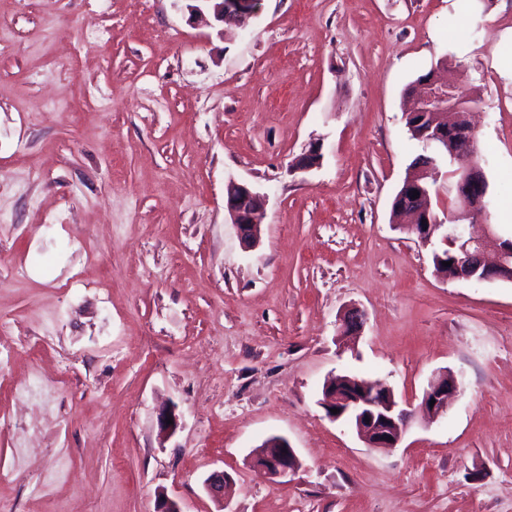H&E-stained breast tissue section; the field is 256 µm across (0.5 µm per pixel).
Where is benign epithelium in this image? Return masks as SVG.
<instances>
[{
  "instance_id": "obj_1",
  "label": "benign epithelium",
  "mask_w": 512,
  "mask_h": 512,
  "mask_svg": "<svg viewBox=\"0 0 512 512\" xmlns=\"http://www.w3.org/2000/svg\"><path fill=\"white\" fill-rule=\"evenodd\" d=\"M260 0H190L187 9L193 15L209 14L219 24L241 23L258 11ZM409 96L414 102L410 115L431 112L440 126L434 131V138L451 141L453 159L458 169L453 173V181L448 183V193L460 200L464 215L473 222L487 218L485 197L488 181L480 163L475 161V130L469 116V102L457 93L452 76L444 78L432 76L429 80L413 85ZM320 147L312 146L295 160L298 169L308 170L320 163ZM438 171L429 165H422L414 174L405 179L398 190L393 204L412 217V226L422 225L424 232L419 240L428 244L436 235L455 252L454 274L458 280L506 281L512 282V241L503 242L493 228H488L482 237H467L453 224H434L431 215V190L421 184L437 181ZM419 197L412 198L413 192ZM224 209L231 223L235 224L240 240L248 247L256 246L261 240L259 220V198L247 184L231 182L226 187ZM493 252L495 260H486V254ZM364 316L357 309L346 311L339 320V333L342 335L362 330ZM459 381L452 375L442 372L434 375L424 391L422 405L433 417L443 413L448 407V399L459 393ZM324 408L334 421L345 419L358 437L369 447L388 448L396 446L406 433L412 414L399 406L392 391L378 383L364 382L351 376H334L328 380L324 390ZM339 410L335 414L332 409ZM172 423H166V420ZM179 417L175 407H164L158 412L160 437L166 439L174 434ZM252 463L258 471L275 479L297 471L300 460L284 437L278 436L269 441L253 457ZM229 477L222 470H215L205 479L207 494L222 507L224 486ZM156 512H185L180 500L163 491L157 492Z\"/></svg>"
}]
</instances>
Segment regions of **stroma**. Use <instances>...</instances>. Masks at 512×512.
Masks as SVG:
<instances>
[{
  "mask_svg": "<svg viewBox=\"0 0 512 512\" xmlns=\"http://www.w3.org/2000/svg\"><path fill=\"white\" fill-rule=\"evenodd\" d=\"M444 57L510 239L512 0H261L224 32L183 0H0L6 512H218L216 469L230 512H512V283L437 274L392 215L423 151L402 93ZM231 181L263 198L257 247ZM439 372L463 388L430 419ZM332 374L414 410L397 447L327 417ZM273 436L302 466L271 480ZM259 196L247 184L230 182L224 196V209L235 224L240 240L248 247L261 240ZM229 477L224 470H215L205 479L204 488L207 494L221 507L227 509V502H224V486L227 485Z\"/></svg>",
  "mask_w": 512,
  "mask_h": 512,
  "instance_id": "1",
  "label": "stroma"
}]
</instances>
